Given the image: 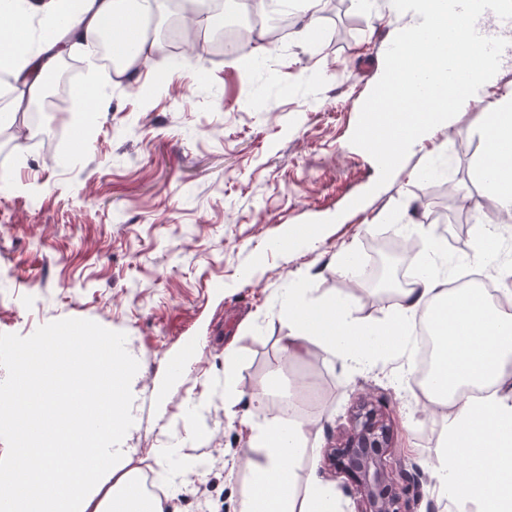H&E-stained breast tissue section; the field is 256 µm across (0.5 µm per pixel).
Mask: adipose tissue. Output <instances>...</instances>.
<instances>
[{
  "label": "adipose tissue",
  "mask_w": 512,
  "mask_h": 512,
  "mask_svg": "<svg viewBox=\"0 0 512 512\" xmlns=\"http://www.w3.org/2000/svg\"><path fill=\"white\" fill-rule=\"evenodd\" d=\"M163 0H24L0 25V69L15 83L37 90L56 59L100 32H122L151 20ZM66 23L65 39L45 40L37 51L20 52L29 18ZM485 147L481 179L503 214L512 215V91L489 103L483 114ZM414 259L419 272L399 289L391 315L381 324L357 322L342 301H315L302 280L280 298L279 316L288 326L281 348L292 360L337 357L356 364L369 356L403 351L414 318L436 330L434 370L422 391L440 413L432 475L448 512H512V312L487 300L481 290L449 295L428 261L437 253L430 229L418 227ZM487 385L478 396L449 397L452 385ZM292 391L267 378L253 401L281 400L283 408L261 423H249L245 453L250 478L239 512H336V497L317 478L299 484L294 463L307 451L309 422L288 412Z\"/></svg>",
  "instance_id": "ef3b65f1"
}]
</instances>
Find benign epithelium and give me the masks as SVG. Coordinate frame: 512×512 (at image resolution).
I'll list each match as a JSON object with an SVG mask.
<instances>
[{
  "label": "benign epithelium",
  "instance_id": "1",
  "mask_svg": "<svg viewBox=\"0 0 512 512\" xmlns=\"http://www.w3.org/2000/svg\"><path fill=\"white\" fill-rule=\"evenodd\" d=\"M393 435L382 405L366 398L352 415L345 434L326 450L329 465L350 481L358 512H410L409 474L396 476L386 464Z\"/></svg>",
  "mask_w": 512,
  "mask_h": 512
}]
</instances>
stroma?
I'll use <instances>...</instances> for the list:
<instances>
[{
  "instance_id": "35a3bbf8",
  "label": "stroma",
  "mask_w": 512,
  "mask_h": 512,
  "mask_svg": "<svg viewBox=\"0 0 512 512\" xmlns=\"http://www.w3.org/2000/svg\"><path fill=\"white\" fill-rule=\"evenodd\" d=\"M337 5L335 18H320L308 37L289 33L271 51L273 82L245 58H206L173 12L152 27L153 40L181 39L178 71L167 82L154 61L115 81L74 51L69 103L54 118L49 149L15 143L0 157V333L26 337L64 318L126 333L139 363L126 445L141 473L160 472V448L182 441L193 402L205 405L206 431L182 441V452L209 466L165 489V512H238L247 431L224 415L228 347L245 391L272 375L295 389L296 414L313 423L298 478L329 485L337 512H356V501L324 450L365 397L382 400L393 420L387 459L414 477L412 512H448L432 476L441 419L407 377L415 344L361 373L337 358L290 362L280 345L287 325L278 297L298 274L312 298L344 300L367 321L388 318L391 305L368 302L354 272L337 273L336 257L364 255L381 233L402 237L426 223L432 206L422 173L433 174L453 217L436 227L442 277L472 270L468 219L489 199L478 175L482 101L427 133L377 186L376 162L350 138L406 21L390 0ZM88 84L102 89L89 129L78 95ZM326 218L332 226L310 244L283 255L268 250L292 226Z\"/></svg>"
}]
</instances>
